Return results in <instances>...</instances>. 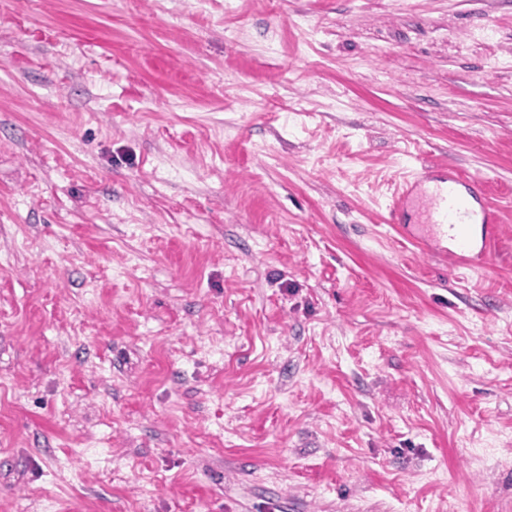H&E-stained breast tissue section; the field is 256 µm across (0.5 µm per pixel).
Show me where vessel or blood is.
<instances>
[{"mask_svg":"<svg viewBox=\"0 0 512 512\" xmlns=\"http://www.w3.org/2000/svg\"><path fill=\"white\" fill-rule=\"evenodd\" d=\"M425 211L428 222L422 227V236L435 243L439 255L466 267L485 264L499 233V217L483 179L465 181L449 174L427 195Z\"/></svg>","mask_w":512,"mask_h":512,"instance_id":"1","label":"vessel or blood"}]
</instances>
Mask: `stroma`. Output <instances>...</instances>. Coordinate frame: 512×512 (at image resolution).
<instances>
[{"label": "stroma", "instance_id": "obj_1", "mask_svg": "<svg viewBox=\"0 0 512 512\" xmlns=\"http://www.w3.org/2000/svg\"><path fill=\"white\" fill-rule=\"evenodd\" d=\"M0 512H512V0H0ZM441 183L426 196L429 224L422 225L421 238L434 242L438 246L436 254L444 258H454L465 267H480L491 256L500 228L485 181L472 177L464 182L457 174L450 173ZM477 224L480 237L474 232Z\"/></svg>", "mask_w": 512, "mask_h": 512}]
</instances>
